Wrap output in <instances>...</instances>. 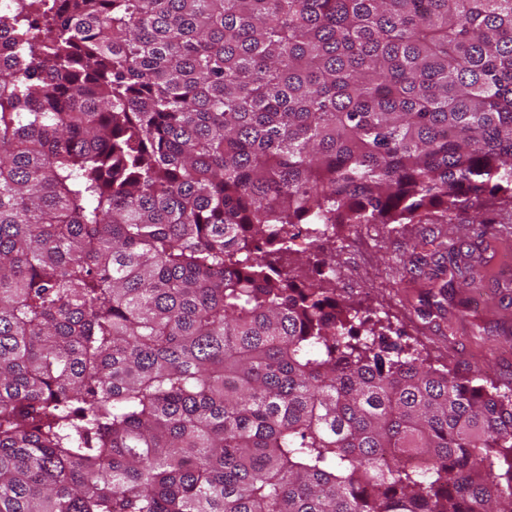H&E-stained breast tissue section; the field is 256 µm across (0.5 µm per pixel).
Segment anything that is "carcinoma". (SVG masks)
Wrapping results in <instances>:
<instances>
[{
  "label": "carcinoma",
  "mask_w": 512,
  "mask_h": 512,
  "mask_svg": "<svg viewBox=\"0 0 512 512\" xmlns=\"http://www.w3.org/2000/svg\"><path fill=\"white\" fill-rule=\"evenodd\" d=\"M0 512H512V393L288 270L512 205V0L0 11Z\"/></svg>",
  "instance_id": "obj_1"
}]
</instances>
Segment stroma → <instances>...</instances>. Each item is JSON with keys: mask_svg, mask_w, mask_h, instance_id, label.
<instances>
[{"mask_svg": "<svg viewBox=\"0 0 512 512\" xmlns=\"http://www.w3.org/2000/svg\"><path fill=\"white\" fill-rule=\"evenodd\" d=\"M453 220L343 224L328 251L339 301L389 319L434 367L512 389V205ZM471 267L473 281L458 270Z\"/></svg>", "mask_w": 512, "mask_h": 512, "instance_id": "1", "label": "stroma"}]
</instances>
